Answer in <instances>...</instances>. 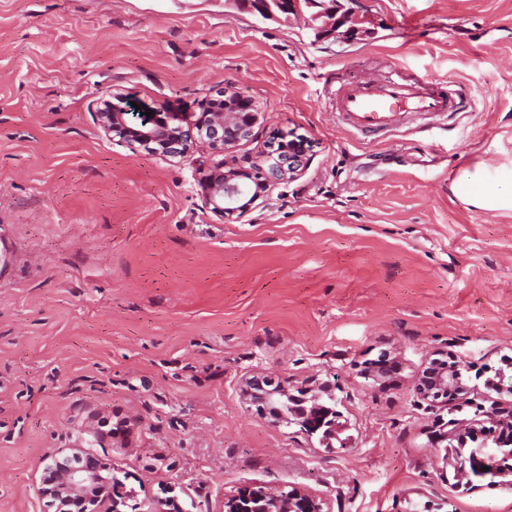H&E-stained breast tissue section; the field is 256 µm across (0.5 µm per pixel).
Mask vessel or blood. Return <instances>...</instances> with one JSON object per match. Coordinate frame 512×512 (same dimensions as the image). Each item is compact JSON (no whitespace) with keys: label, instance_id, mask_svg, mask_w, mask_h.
Masks as SVG:
<instances>
[{"label":"vessel or blood","instance_id":"1","mask_svg":"<svg viewBox=\"0 0 512 512\" xmlns=\"http://www.w3.org/2000/svg\"><path fill=\"white\" fill-rule=\"evenodd\" d=\"M332 100L341 124L374 139L398 128L409 113L447 121L449 115L462 111L465 94L437 82L382 75L339 81Z\"/></svg>","mask_w":512,"mask_h":512}]
</instances>
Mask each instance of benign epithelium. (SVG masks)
Here are the masks:
<instances>
[{
	"label": "benign epithelium",
	"instance_id": "7a95c632",
	"mask_svg": "<svg viewBox=\"0 0 512 512\" xmlns=\"http://www.w3.org/2000/svg\"><path fill=\"white\" fill-rule=\"evenodd\" d=\"M243 9L259 12L268 17L280 13L285 16L302 14L303 8H314V21H322L320 34L336 36L342 28L347 34L355 35L359 28L351 24L352 15H338L336 6L322 0H242ZM127 109L117 110L112 100L102 101L98 112L99 124L107 135H115L127 142L144 145L164 157H183L197 143L206 144L211 150L225 152L239 142L250 138L259 123L261 113L257 112L252 100L236 96L233 108H224L223 98L210 101L201 112H175L168 107H159L145 115L138 125L127 122ZM278 159L264 176L253 175L240 167L217 164L208 169L199 181L205 204L225 219H236L248 209V203L240 200L248 193L258 198L268 192L277 182L294 178L306 155V142L293 138L279 141ZM400 367L389 355L382 353L367 367V377L381 383L390 382ZM459 365L446 356L432 359L413 381L416 395L435 407L448 408V403L460 399L457 394ZM331 387L317 388L311 395H294L288 387L270 378H252L242 389L243 399L255 406L275 424H297L307 433H315L324 427L332 416V409L323 404L325 392ZM476 418L468 423L450 424L438 420L432 431L431 442H451L459 434L469 431L476 435H490V429H499L495 437L497 444L508 440L512 432V401L495 400L491 408L482 404L474 405ZM488 420L492 427L482 425ZM496 450L483 442L466 456L447 458L453 466L456 483L462 485L472 474L479 476L498 474L494 462ZM112 481L108 468L94 455L85 454L82 465L65 467L59 459L50 457L40 477V493L47 499L48 506L57 502L73 503L76 512H99L97 505L104 487ZM225 512H322L321 502L302 488L292 485L283 487H261L245 489L227 499Z\"/></svg>",
	"mask_w": 512,
	"mask_h": 512
}]
</instances>
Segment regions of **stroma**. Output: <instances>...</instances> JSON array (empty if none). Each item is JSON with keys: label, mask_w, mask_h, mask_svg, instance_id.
I'll list each match as a JSON object with an SVG mask.
<instances>
[{"label": "stroma", "mask_w": 512, "mask_h": 512, "mask_svg": "<svg viewBox=\"0 0 512 512\" xmlns=\"http://www.w3.org/2000/svg\"><path fill=\"white\" fill-rule=\"evenodd\" d=\"M367 30L315 39L232 0H0V512H53L42 461L80 448L136 512H223L249 485H298L324 512H512V487L454 489L413 380L453 355L468 396L512 360V216L454 178L512 189V0H351ZM465 84L447 128L412 116L363 141L337 80ZM263 117L219 154L162 157L109 137L102 99L203 111L222 90ZM298 176L225 220L217 162L267 171L285 134ZM388 353L387 386L365 378ZM269 376L336 388L346 445L276 426L242 398ZM452 191L475 210L512 213V194H502L488 186L484 165L477 164L473 170L464 169L453 180Z\"/></svg>", "instance_id": "35a3bbf8"}]
</instances>
